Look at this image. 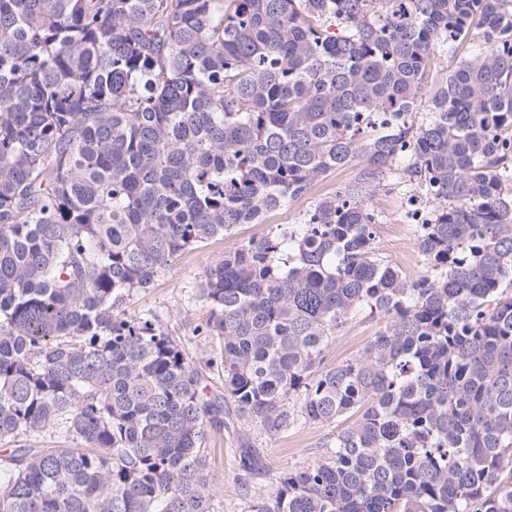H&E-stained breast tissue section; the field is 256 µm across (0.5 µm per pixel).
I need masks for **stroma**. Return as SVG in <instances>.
Here are the masks:
<instances>
[{"mask_svg": "<svg viewBox=\"0 0 512 512\" xmlns=\"http://www.w3.org/2000/svg\"><path fill=\"white\" fill-rule=\"evenodd\" d=\"M363 155L329 174L306 195L268 215L261 224H241L231 236L215 238L199 248L184 253L176 265L158 278L151 288L133 295L126 305L130 315L157 312L161 326L170 336L180 339L194 361L204 360L209 347L194 336V329L204 322L209 311L198 296L205 272L214 261L249 238L302 223L307 211L323 196L353 180L364 166ZM368 200L379 211L382 222L377 226L376 246L381 256L404 275L414 276L420 270L421 256L414 225L404 218V196L384 186L370 189ZM383 327L378 316L362 313L347 322L330 337L326 361L338 364L357 356ZM347 419L332 424L309 422L280 436H269L256 422L238 421L210 432L206 469L214 512H244L246 500L270 498L280 476L307 466L324 451V446L346 427ZM251 447L262 456L266 471L253 478L249 487L238 481V450Z\"/></svg>", "mask_w": 512, "mask_h": 512, "instance_id": "stroma-1", "label": "stroma"}]
</instances>
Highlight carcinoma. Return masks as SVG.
<instances>
[{"label": "carcinoma", "instance_id": "obj_1", "mask_svg": "<svg viewBox=\"0 0 512 512\" xmlns=\"http://www.w3.org/2000/svg\"><path fill=\"white\" fill-rule=\"evenodd\" d=\"M358 150L200 288L236 418L355 417L247 512H512V0H0V512H213L224 404L123 306ZM412 181L416 278L364 200ZM360 313L383 331L327 364Z\"/></svg>", "mask_w": 512, "mask_h": 512}]
</instances>
